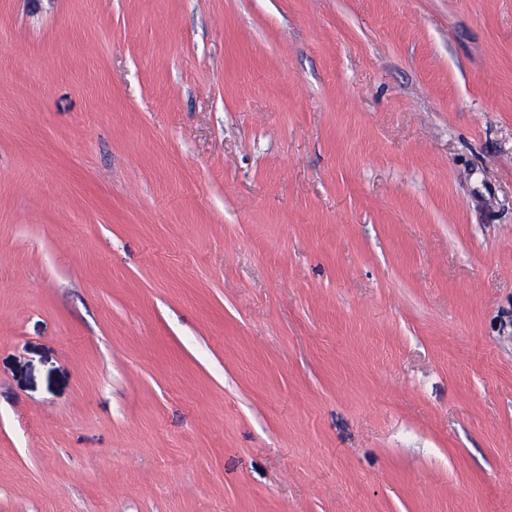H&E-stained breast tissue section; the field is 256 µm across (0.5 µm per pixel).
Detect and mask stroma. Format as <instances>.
<instances>
[{"label":"stroma","mask_w":512,"mask_h":512,"mask_svg":"<svg viewBox=\"0 0 512 512\" xmlns=\"http://www.w3.org/2000/svg\"><path fill=\"white\" fill-rule=\"evenodd\" d=\"M0 512H512V0H0Z\"/></svg>","instance_id":"stroma-1"}]
</instances>
